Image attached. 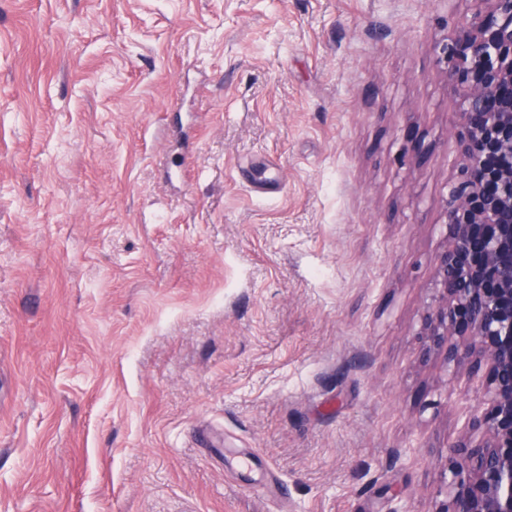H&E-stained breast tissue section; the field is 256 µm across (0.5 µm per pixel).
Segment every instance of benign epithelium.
Returning <instances> with one entry per match:
<instances>
[{"label":"benign epithelium","instance_id":"1","mask_svg":"<svg viewBox=\"0 0 512 512\" xmlns=\"http://www.w3.org/2000/svg\"><path fill=\"white\" fill-rule=\"evenodd\" d=\"M464 15L438 46L458 98L460 165L442 202L422 358L485 381L483 408L449 446L435 512H512V0Z\"/></svg>","mask_w":512,"mask_h":512}]
</instances>
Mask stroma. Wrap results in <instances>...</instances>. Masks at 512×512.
<instances>
[{
  "label": "stroma",
  "instance_id": "1",
  "mask_svg": "<svg viewBox=\"0 0 512 512\" xmlns=\"http://www.w3.org/2000/svg\"><path fill=\"white\" fill-rule=\"evenodd\" d=\"M469 7L0 0V512H433Z\"/></svg>",
  "mask_w": 512,
  "mask_h": 512
}]
</instances>
